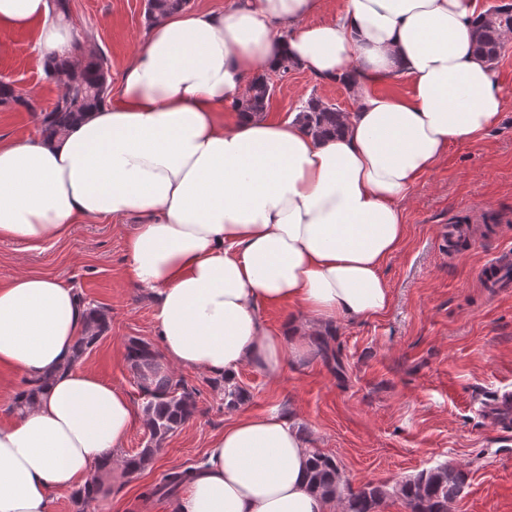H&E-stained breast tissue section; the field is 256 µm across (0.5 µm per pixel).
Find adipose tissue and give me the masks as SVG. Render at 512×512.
Returning a JSON list of instances; mask_svg holds the SVG:
<instances>
[{"mask_svg": "<svg viewBox=\"0 0 512 512\" xmlns=\"http://www.w3.org/2000/svg\"><path fill=\"white\" fill-rule=\"evenodd\" d=\"M232 0L153 24L120 93L54 135L0 141V239L36 247L112 218L128 283L153 291L166 362L231 378L280 376L311 326L384 313L382 267L406 233L401 202L448 151L497 126L505 101L476 49L477 0ZM0 26L37 31L70 56L52 0H0ZM356 93L331 137L296 116L225 118L250 79L283 58ZM405 75L412 94L375 92ZM297 318L267 326L262 306ZM88 309L72 286L18 272L0 281V367L32 394L0 424V512H50L55 495L118 467L146 417L79 363ZM309 452L287 416L241 413L217 436L172 512H334L308 484Z\"/></svg>", "mask_w": 512, "mask_h": 512, "instance_id": "obj_1", "label": "adipose tissue"}]
</instances>
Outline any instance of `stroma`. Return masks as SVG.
Instances as JSON below:
<instances>
[{
    "mask_svg": "<svg viewBox=\"0 0 512 512\" xmlns=\"http://www.w3.org/2000/svg\"><path fill=\"white\" fill-rule=\"evenodd\" d=\"M67 26L82 43L108 58L109 80L119 87L133 49L146 35V0H70ZM31 30L0 28V77L44 108L60 92L46 78ZM506 106L498 126L477 141L456 143L403 201L406 236L384 264L391 303L383 314L314 332L311 354L289 361L278 379L243 366L245 412L291 416L310 447L334 457L352 488L397 486L439 465L466 474L449 512H512V422L486 420L479 407L493 392L512 391V288H489L479 269L512 248V38L494 68ZM272 116L284 118L317 98L351 111L355 94L304 69L271 79ZM469 227L466 247L448 243L453 223ZM129 222L74 225L69 237L39 248L0 240V280L26 270L72 285L103 309L108 324L81 357L104 381L138 399L125 343L155 341L153 293L122 279ZM328 339L334 358L325 357ZM197 391L196 415L163 444L137 475L112 479L106 499L64 492L52 512H169L171 496L146 495L175 469L202 464L214 437L234 412L224 405L213 376L184 369Z\"/></svg>",
    "mask_w": 512,
    "mask_h": 512,
    "instance_id": "35a3bbf8",
    "label": "stroma"
}]
</instances>
